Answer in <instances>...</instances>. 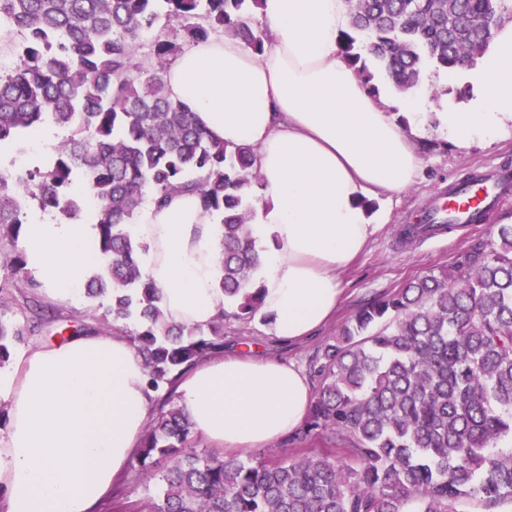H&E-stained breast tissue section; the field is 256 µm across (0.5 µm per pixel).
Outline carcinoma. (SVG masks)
Returning a JSON list of instances; mask_svg holds the SVG:
<instances>
[{"label":"carcinoma","mask_w":512,"mask_h":512,"mask_svg":"<svg viewBox=\"0 0 512 512\" xmlns=\"http://www.w3.org/2000/svg\"><path fill=\"white\" fill-rule=\"evenodd\" d=\"M260 0H0V29L22 36L0 69V149L45 125L71 134L36 171L0 173V364L26 341L14 321L16 290L32 311L51 304L26 269L19 239L28 201L76 217L94 201L100 272L88 297L105 333L129 334L162 398L135 457L162 494L144 512H483L512 504V224L459 252L446 268L417 275L351 316L312 357L322 381L291 441L345 439V461L327 455L241 459L197 451L173 385L222 354L224 320L254 317L261 250L249 224L261 175L253 149L228 150L196 113L166 91L164 72L183 49L223 33L256 52ZM340 48L375 90L371 67L400 93L426 68L455 73L484 57L512 19V0H346ZM150 44L153 63L139 52ZM159 203L192 191L223 226L218 288L235 310L203 328L169 324L157 287L143 278L130 232L146 192Z\"/></svg>","instance_id":"obj_1"}]
</instances>
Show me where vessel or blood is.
Listing matches in <instances>:
<instances>
[{"label": "vessel or blood", "instance_id": "vessel-or-blood-1", "mask_svg": "<svg viewBox=\"0 0 512 512\" xmlns=\"http://www.w3.org/2000/svg\"><path fill=\"white\" fill-rule=\"evenodd\" d=\"M504 180L498 176L480 172L472 175L468 184L449 191L448 195L428 207L424 221L435 224L443 218H452L455 224L470 223L473 214L496 201L503 193Z\"/></svg>", "mask_w": 512, "mask_h": 512}]
</instances>
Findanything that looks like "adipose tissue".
<instances>
[{
	"label": "adipose tissue",
	"mask_w": 512,
	"mask_h": 512,
	"mask_svg": "<svg viewBox=\"0 0 512 512\" xmlns=\"http://www.w3.org/2000/svg\"><path fill=\"white\" fill-rule=\"evenodd\" d=\"M259 14L263 52L214 35L177 55L164 80L212 138L253 147L263 178L251 231L262 248L264 329L301 341L333 314L339 271L378 229L368 200L403 191L420 169L416 139L433 127L463 148L476 134L512 130V26L468 70L477 92L467 103L423 113L408 100L400 114L385 111L338 53L345 0H261ZM131 233L148 247L142 272L159 288L166 320L207 327L224 307L218 219L196 193L179 192L146 200ZM96 238L89 221L24 225L20 244L44 295L78 301L100 264ZM175 393L195 432L225 452L288 435L311 399L294 366L250 354L200 362ZM151 394L144 362L122 336L76 337L0 367L6 512H95L133 459Z\"/></svg>",
	"instance_id": "adipose-tissue-1"
}]
</instances>
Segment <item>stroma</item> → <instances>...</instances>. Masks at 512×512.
<instances>
[{"label": "stroma", "instance_id": "1", "mask_svg": "<svg viewBox=\"0 0 512 512\" xmlns=\"http://www.w3.org/2000/svg\"><path fill=\"white\" fill-rule=\"evenodd\" d=\"M440 92L438 98L427 99V88ZM465 74L447 76L443 72L427 71L420 87L411 90L414 98H426V111H442L444 105L457 102L458 90L469 89ZM424 164L416 182L405 191L377 201L383 213V225L372 237L366 250L354 264L340 275L344 296L335 317L321 327L311 338L297 343H281L270 339L261 329L260 318L245 321L230 320L224 324V340L229 352L254 347L256 354L294 364L308 373L312 390H319V378L311 376L310 358L320 345L336 336L341 325L363 304L397 291L408 279L428 270H440L454 256L477 239H488L492 227L475 224L437 237L403 241L398 230L402 225L416 223L420 211L435 192L453 182L466 179L471 173L485 170L512 160V135L504 134L491 141L477 140L464 150L454 146H440L425 152ZM89 297L79 303L55 302L61 321L50 331L28 338L27 345L38 348L57 344L60 337L72 335L76 319L82 318L92 306ZM148 493L135 468H128L115 482L108 497L112 512H135Z\"/></svg>", "mask_w": 512, "mask_h": 512}]
</instances>
